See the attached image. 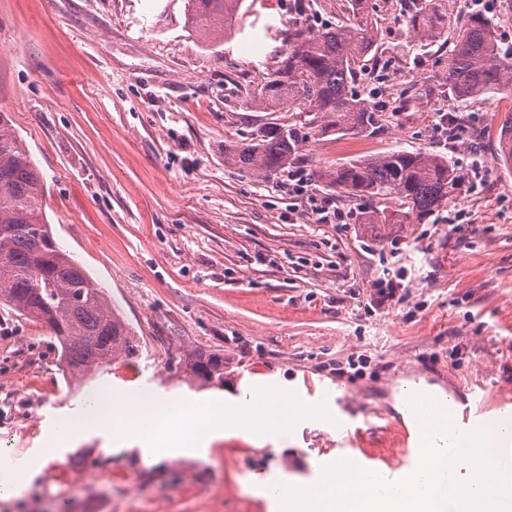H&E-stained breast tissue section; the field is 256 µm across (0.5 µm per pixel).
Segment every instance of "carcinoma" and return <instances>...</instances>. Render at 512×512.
I'll list each match as a JSON object with an SVG mask.
<instances>
[{"instance_id":"carcinoma-1","label":"carcinoma","mask_w":512,"mask_h":512,"mask_svg":"<svg viewBox=\"0 0 512 512\" xmlns=\"http://www.w3.org/2000/svg\"><path fill=\"white\" fill-rule=\"evenodd\" d=\"M242 0H185L198 29L226 25ZM354 22L316 32L288 30L284 59L248 95L263 112L297 109L308 125L361 132L374 121L368 99L354 90L361 63L375 50L378 28L368 0H348ZM409 39L423 46L440 40L448 24L446 0H415L406 19ZM448 90L465 101L512 93V52L502 49L492 22L470 17L448 49ZM296 129L267 122L244 140L224 144V163L257 174L283 171L296 160ZM497 163L512 169V114L502 121ZM328 185L354 197L393 195L401 207L367 210L365 224L422 222L448 199L462 175L444 157L422 152H387L322 174ZM44 183L9 118L0 112V304L48 327L58 342L63 371L98 374L118 356L134 359L140 345L112 310L104 289L56 242L45 213ZM204 387L224 386V356L194 352L186 362Z\"/></svg>"}]
</instances>
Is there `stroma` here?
I'll return each instance as SVG.
<instances>
[{
    "label": "stroma",
    "instance_id": "obj_1",
    "mask_svg": "<svg viewBox=\"0 0 512 512\" xmlns=\"http://www.w3.org/2000/svg\"><path fill=\"white\" fill-rule=\"evenodd\" d=\"M406 4L370 0L379 40L357 88L374 124L321 134L246 100L289 24H351L347 0H243L220 40L191 26L185 0H0V111L43 178L57 242L141 345L103 384L197 396L184 359L207 351L223 354L232 396L248 381L311 382L327 407L342 387L391 415L405 379L512 398V172L494 157L512 96L455 99L444 46L410 41ZM447 8L449 28L479 13L512 46V0ZM266 122L297 129L300 181L225 165V143ZM390 151L445 156L464 182L424 223L371 229L363 212L397 200L349 197L322 174ZM323 198L336 212L325 222L312 211ZM389 276L402 290L381 306ZM88 394L64 380L46 326L0 307V469L37 455ZM336 454L314 422L280 449L230 436L208 458L152 465L103 434L60 444L0 512H269L255 488L280 471L315 480ZM88 457L111 479L72 481Z\"/></svg>",
    "mask_w": 512,
    "mask_h": 512
}]
</instances>
